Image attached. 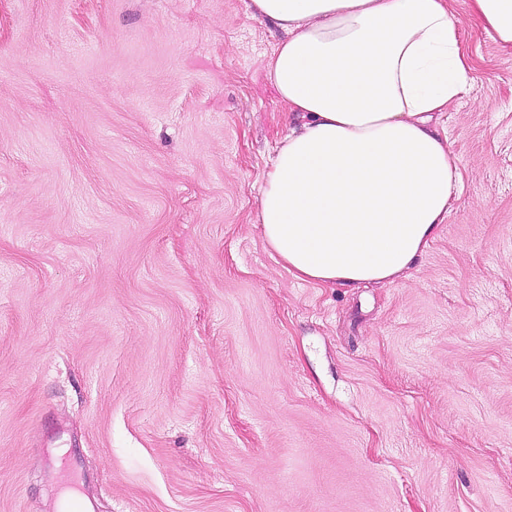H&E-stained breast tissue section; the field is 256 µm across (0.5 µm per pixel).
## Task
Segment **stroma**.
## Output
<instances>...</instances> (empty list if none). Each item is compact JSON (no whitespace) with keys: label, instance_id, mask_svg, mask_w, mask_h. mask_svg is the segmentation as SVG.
I'll return each instance as SVG.
<instances>
[{"label":"stroma","instance_id":"1","mask_svg":"<svg viewBox=\"0 0 512 512\" xmlns=\"http://www.w3.org/2000/svg\"><path fill=\"white\" fill-rule=\"evenodd\" d=\"M250 0H0V512H512V53L408 277L322 288L256 199L295 117Z\"/></svg>","mask_w":512,"mask_h":512}]
</instances>
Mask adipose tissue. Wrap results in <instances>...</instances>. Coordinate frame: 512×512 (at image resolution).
<instances>
[{
  "mask_svg": "<svg viewBox=\"0 0 512 512\" xmlns=\"http://www.w3.org/2000/svg\"><path fill=\"white\" fill-rule=\"evenodd\" d=\"M512 50V0H469ZM286 37L266 72L299 120L259 189L258 222L296 278L395 281L448 217L459 158L433 126L467 88L447 0H251Z\"/></svg>",
  "mask_w": 512,
  "mask_h": 512,
  "instance_id": "1",
  "label": "adipose tissue"
}]
</instances>
